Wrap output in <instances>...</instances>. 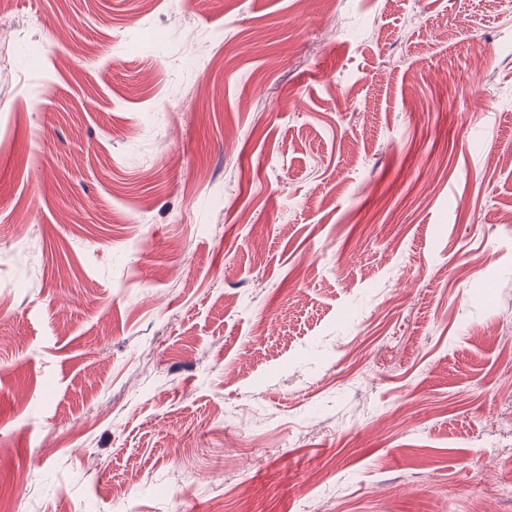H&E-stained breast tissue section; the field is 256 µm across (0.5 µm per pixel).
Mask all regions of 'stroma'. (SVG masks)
I'll list each match as a JSON object with an SVG mask.
<instances>
[{
  "label": "stroma",
  "instance_id": "35a3bbf8",
  "mask_svg": "<svg viewBox=\"0 0 512 512\" xmlns=\"http://www.w3.org/2000/svg\"><path fill=\"white\" fill-rule=\"evenodd\" d=\"M505 13L0 0L5 512H512Z\"/></svg>",
  "mask_w": 512,
  "mask_h": 512
}]
</instances>
